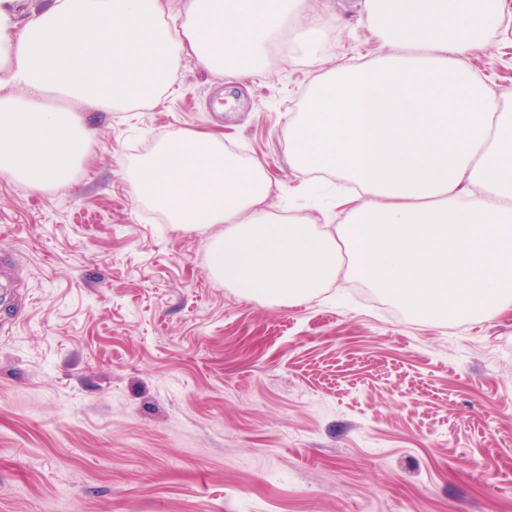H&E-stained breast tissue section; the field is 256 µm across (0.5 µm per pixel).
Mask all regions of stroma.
Returning <instances> with one entry per match:
<instances>
[{"instance_id": "obj_1", "label": "stroma", "mask_w": 512, "mask_h": 512, "mask_svg": "<svg viewBox=\"0 0 512 512\" xmlns=\"http://www.w3.org/2000/svg\"><path fill=\"white\" fill-rule=\"evenodd\" d=\"M330 0L326 53H375ZM512 90V42L467 61ZM316 70L183 62L141 112L82 104L94 153L62 187L0 176V512H512V311L415 318L355 279L298 304L237 295L210 236L143 209L124 175L207 131L296 198L287 128Z\"/></svg>"}]
</instances>
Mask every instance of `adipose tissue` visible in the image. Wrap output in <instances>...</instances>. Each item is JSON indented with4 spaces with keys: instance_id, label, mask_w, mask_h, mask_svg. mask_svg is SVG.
I'll use <instances>...</instances> for the list:
<instances>
[{
    "instance_id": "adipose-tissue-1",
    "label": "adipose tissue",
    "mask_w": 512,
    "mask_h": 512,
    "mask_svg": "<svg viewBox=\"0 0 512 512\" xmlns=\"http://www.w3.org/2000/svg\"><path fill=\"white\" fill-rule=\"evenodd\" d=\"M381 51L327 68L326 25L309 0H47L22 15L0 0V176L32 190L66 183L95 141L86 101L114 112L158 104L183 61L215 75L268 70L273 49L322 67L288 123L303 188L341 181L335 231L266 207L262 164L222 138L177 131L124 174L143 206L213 230L210 273L240 294L299 302L331 285L336 252L369 287L440 320L512 309V92L463 60L507 35L503 0H362ZM55 93L70 105L45 104Z\"/></svg>"
}]
</instances>
